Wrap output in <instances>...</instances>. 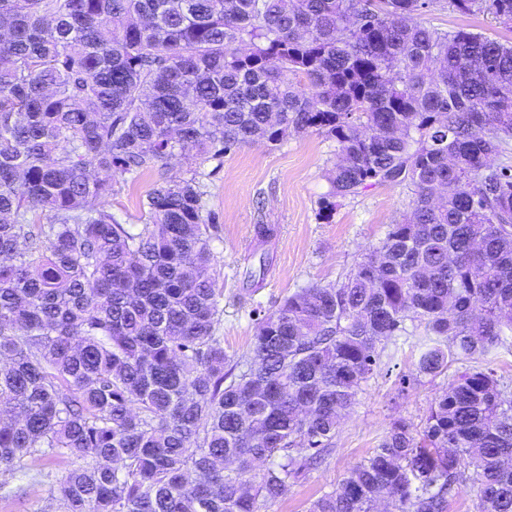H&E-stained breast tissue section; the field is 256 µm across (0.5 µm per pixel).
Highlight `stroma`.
Returning <instances> with one entry per match:
<instances>
[{"instance_id":"obj_1","label":"stroma","mask_w":512,"mask_h":512,"mask_svg":"<svg viewBox=\"0 0 512 512\" xmlns=\"http://www.w3.org/2000/svg\"><path fill=\"white\" fill-rule=\"evenodd\" d=\"M426 19L437 28H465L512 41V30L483 15H460L432 7ZM336 141L309 132L288 136L277 148L246 144L197 168L205 209L219 226L211 244L213 272L222 288L219 333L231 355H251L258 313H269L298 289L343 282L362 259L378 248L391 224L409 213L412 192L404 186H374L336 201L330 218L320 204L330 190ZM150 172L116 174L105 202L121 223L144 224L142 202L157 184ZM274 225L276 237L258 245L255 228ZM417 335L387 344L379 366L363 383L355 403L340 420L324 463L291 484L269 512H308L311 503L335 489L349 469L378 447L391 423L422 428L437 396L448 386L444 375L419 374ZM65 468L64 455L27 463L32 481L25 495L0 498V512H54L50 488Z\"/></svg>"}]
</instances>
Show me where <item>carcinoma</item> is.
Returning a JSON list of instances; mask_svg holds the SVG:
<instances>
[{"label":"carcinoma","instance_id":"cac0c4a2","mask_svg":"<svg viewBox=\"0 0 512 512\" xmlns=\"http://www.w3.org/2000/svg\"><path fill=\"white\" fill-rule=\"evenodd\" d=\"M434 0H0V473L64 451L55 512H258L327 452L378 345L423 328L448 381L309 512H512V395L479 366L512 333V42ZM512 30V0H448ZM325 133L330 197L407 186L410 215L337 285L217 335L218 225L191 177L135 232L112 175ZM309 454L301 455L296 449ZM437 3L426 13V20L437 28L450 30L456 28H465L473 33H482L487 37L495 38L499 41H512V31L502 27L492 21L489 17L483 15H460L443 9ZM476 493L469 485L460 486L458 493L449 500L447 512H477Z\"/></svg>","mask_w":512,"mask_h":512}]
</instances>
